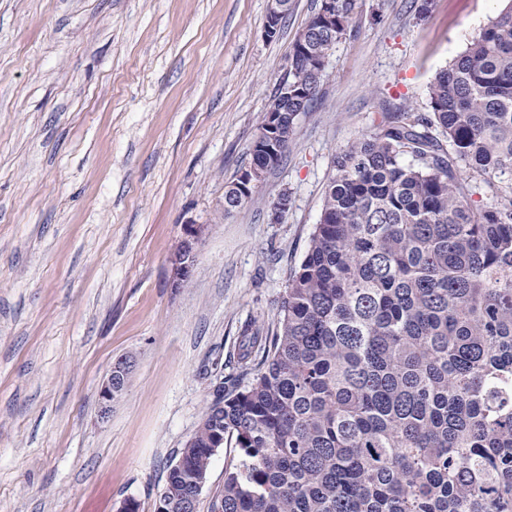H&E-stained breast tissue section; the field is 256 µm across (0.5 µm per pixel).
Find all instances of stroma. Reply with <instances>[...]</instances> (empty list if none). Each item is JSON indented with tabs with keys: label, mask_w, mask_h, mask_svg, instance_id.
Wrapping results in <instances>:
<instances>
[{
	"label": "stroma",
	"mask_w": 512,
	"mask_h": 512,
	"mask_svg": "<svg viewBox=\"0 0 512 512\" xmlns=\"http://www.w3.org/2000/svg\"><path fill=\"white\" fill-rule=\"evenodd\" d=\"M311 3L271 39L268 0H0V512H155L242 332H276L334 156L385 111H425L435 73L512 0H433L423 21L411 0H358L288 151L225 214ZM202 232V226L189 227L173 255V275L177 285L183 284L191 275ZM113 375H116V372H112L111 369L107 377L102 382L99 390L98 416L102 422L106 421L110 417L112 414V404L117 400L116 397L112 396L113 383H116L117 381L116 378H113Z\"/></svg>",
	"instance_id": "1"
}]
</instances>
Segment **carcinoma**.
Wrapping results in <instances>:
<instances>
[{"instance_id": "obj_1", "label": "carcinoma", "mask_w": 512, "mask_h": 512, "mask_svg": "<svg viewBox=\"0 0 512 512\" xmlns=\"http://www.w3.org/2000/svg\"><path fill=\"white\" fill-rule=\"evenodd\" d=\"M334 2L291 44L283 153L349 32L357 0ZM427 106L334 158L279 330L240 336L239 376L169 466L168 512H197L229 440L211 512H512V6ZM245 202L227 186L224 213ZM234 446L233 441L223 443L213 456L207 481L201 485L198 495V512H210L213 498L223 489L225 466L232 460L237 461L239 457V450Z\"/></svg>"}]
</instances>
